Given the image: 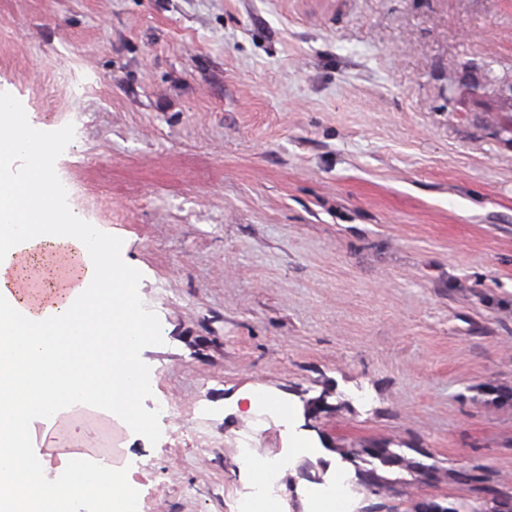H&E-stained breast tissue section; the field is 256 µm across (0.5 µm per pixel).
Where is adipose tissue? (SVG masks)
Returning a JSON list of instances; mask_svg holds the SVG:
<instances>
[{
  "instance_id": "adipose-tissue-1",
  "label": "adipose tissue",
  "mask_w": 512,
  "mask_h": 512,
  "mask_svg": "<svg viewBox=\"0 0 512 512\" xmlns=\"http://www.w3.org/2000/svg\"><path fill=\"white\" fill-rule=\"evenodd\" d=\"M40 132L21 124L14 99L0 95V162L30 157L25 178L0 175V512H76L84 492L96 490L106 512L133 503L120 472L71 468L40 498L17 488L33 467L15 443L26 428L17 408L38 398L36 417L50 422L59 409L98 406L136 430L149 427L135 413L145 373L137 361L147 337L134 285L105 248L98 228L66 216L57 201L67 184L46 172Z\"/></svg>"
}]
</instances>
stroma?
<instances>
[{
  "label": "stroma",
  "mask_w": 512,
  "mask_h": 512,
  "mask_svg": "<svg viewBox=\"0 0 512 512\" xmlns=\"http://www.w3.org/2000/svg\"><path fill=\"white\" fill-rule=\"evenodd\" d=\"M489 68L512 76V0H0V92L151 326L152 426L114 435L138 512H241L248 440L312 448L268 512H311L370 448L387 490L333 512L451 507L462 469L512 488V142L494 101L448 99ZM99 440L73 419L30 445L53 479Z\"/></svg>",
  "instance_id": "obj_1"
}]
</instances>
